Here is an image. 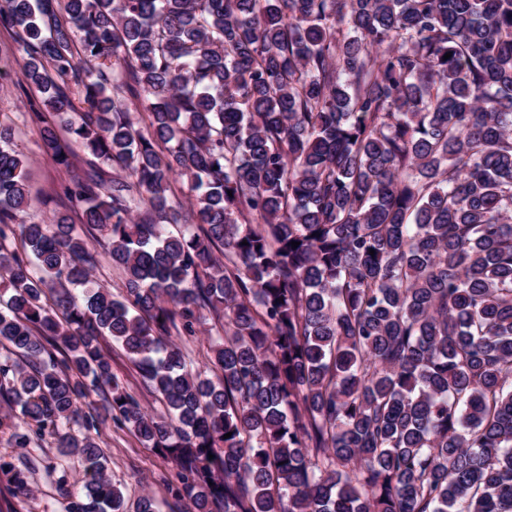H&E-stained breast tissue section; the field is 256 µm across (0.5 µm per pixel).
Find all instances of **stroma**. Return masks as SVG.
<instances>
[{
    "mask_svg": "<svg viewBox=\"0 0 512 512\" xmlns=\"http://www.w3.org/2000/svg\"><path fill=\"white\" fill-rule=\"evenodd\" d=\"M24 62L16 50L15 35L0 28V123L11 127L13 143L30 159L29 182L33 195L42 197L41 205L31 208L27 218L39 221L52 215L73 217L63 188L68 176L53 164L41 147L38 128L29 119L31 105L40 100V93L23 77ZM112 358V370L119 382L134 392L149 410L162 413L163 405L146 389L136 368L127 360L122 349L111 340L102 342ZM102 448L107 456L112 478L120 484L128 506H135L143 494H151L156 512H186L170 486L175 482L174 463L155 449L144 445L127 428L106 421L101 430ZM43 460L32 478L34 495L18 499L9 493L0 494V512H65V499L60 495L56 475L48 474V466L65 469L72 493L82 487L84 469L74 457L61 458L54 440H46L37 448L10 447L6 436H0V457L18 461L23 457Z\"/></svg>",
    "mask_w": 512,
    "mask_h": 512,
    "instance_id": "obj_1",
    "label": "stroma"
}]
</instances>
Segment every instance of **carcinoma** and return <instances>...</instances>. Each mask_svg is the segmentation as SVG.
Segmentation results:
<instances>
[{
	"label": "carcinoma",
	"mask_w": 512,
	"mask_h": 512,
	"mask_svg": "<svg viewBox=\"0 0 512 512\" xmlns=\"http://www.w3.org/2000/svg\"><path fill=\"white\" fill-rule=\"evenodd\" d=\"M0 26L84 226L23 219L0 128V433L79 457L66 512H126L109 419L189 512H512V0H0ZM209 314L213 379L165 342ZM91 247H94L98 252V263L95 267L98 281L105 287L110 288L114 294H118L123 288L122 274L119 268L112 265V262L105 254L107 244L102 239L98 242H92ZM103 349L112 357V370L127 389L134 392L141 402L155 413L164 412V406L146 389L136 368L127 360L123 350L110 339L102 341Z\"/></svg>",
	"instance_id": "1"
}]
</instances>
